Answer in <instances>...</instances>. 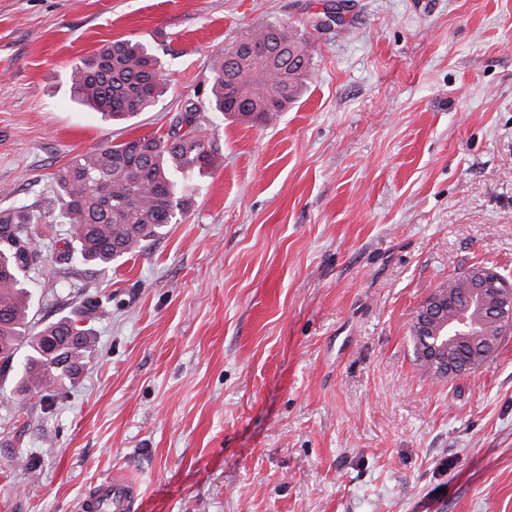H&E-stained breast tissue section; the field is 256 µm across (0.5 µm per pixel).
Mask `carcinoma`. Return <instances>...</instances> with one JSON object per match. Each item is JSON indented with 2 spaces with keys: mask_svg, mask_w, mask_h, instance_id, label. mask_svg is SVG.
<instances>
[{
  "mask_svg": "<svg viewBox=\"0 0 512 512\" xmlns=\"http://www.w3.org/2000/svg\"><path fill=\"white\" fill-rule=\"evenodd\" d=\"M324 27L317 19L307 32L272 22L243 34L211 65L210 111L258 123L288 111L310 69V44ZM160 69L142 46L119 39L73 68L69 80L79 104L118 120L154 106L165 85ZM202 111L204 106L186 99L166 135L107 143L74 155L53 174L61 210L51 219L31 214L26 205L0 211V374L21 364L22 391L29 396L41 397L76 378L94 342L83 322L106 314L103 301L89 295L78 316L31 332L23 276L39 262L32 225L60 219L72 225L74 243L67 254L91 266L109 267L145 249L187 209V181L221 163L223 155L203 128ZM442 288L447 294L443 316L451 327L469 315L468 291L460 275ZM450 349L476 372L488 361L467 342H453Z\"/></svg>",
  "mask_w": 512,
  "mask_h": 512,
  "instance_id": "cac0c4a2",
  "label": "carcinoma"
}]
</instances>
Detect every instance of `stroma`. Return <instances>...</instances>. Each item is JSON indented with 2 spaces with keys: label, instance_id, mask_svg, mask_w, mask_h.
I'll return each mask as SVG.
<instances>
[{
  "label": "stroma",
  "instance_id": "stroma-1",
  "mask_svg": "<svg viewBox=\"0 0 512 512\" xmlns=\"http://www.w3.org/2000/svg\"><path fill=\"white\" fill-rule=\"evenodd\" d=\"M333 6L287 112L207 113L223 163L143 251L95 268L34 225L33 330L88 293L112 313L46 401L0 374V512L116 474L132 512H512V332L441 380L410 332L449 277L512 279V0H0V209L51 211L75 154L166 134L241 34ZM118 39L168 88L112 122L69 74Z\"/></svg>",
  "mask_w": 512,
  "mask_h": 512
}]
</instances>
